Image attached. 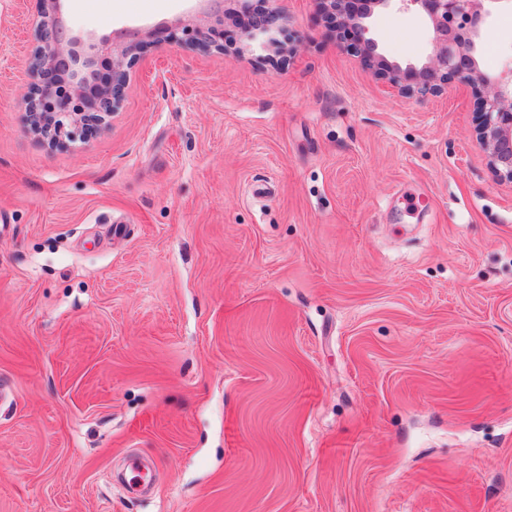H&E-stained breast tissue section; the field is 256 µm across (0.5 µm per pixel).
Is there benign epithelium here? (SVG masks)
I'll return each mask as SVG.
<instances>
[{"mask_svg": "<svg viewBox=\"0 0 512 512\" xmlns=\"http://www.w3.org/2000/svg\"><path fill=\"white\" fill-rule=\"evenodd\" d=\"M414 6L432 27V51L418 64L401 65L378 51L371 36L374 13L395 2ZM66 0H36V45L27 59L25 124L48 147L65 150L87 142L111 121L125 101L133 69L147 53L172 43L191 50L224 52V22L240 23L241 45L294 51L277 38L280 15L270 0H204V22L178 20L145 29L113 32L98 40L71 32ZM327 27L355 52L372 76L407 97L437 95L453 83L476 92L474 132L493 173L512 183V77L486 74L477 62L480 30L503 0H315ZM109 78L96 81L99 58Z\"/></svg>", "mask_w": 512, "mask_h": 512, "instance_id": "1", "label": "benign epithelium"}]
</instances>
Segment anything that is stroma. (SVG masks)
<instances>
[{
    "mask_svg": "<svg viewBox=\"0 0 512 512\" xmlns=\"http://www.w3.org/2000/svg\"><path fill=\"white\" fill-rule=\"evenodd\" d=\"M272 6L290 56L164 47L55 151L24 122L35 0H0V512H512V183L471 90L403 97L314 0ZM371 27L388 59L431 51L415 9ZM480 44L512 74V9Z\"/></svg>",
    "mask_w": 512,
    "mask_h": 512,
    "instance_id": "obj_1",
    "label": "stroma"
}]
</instances>
